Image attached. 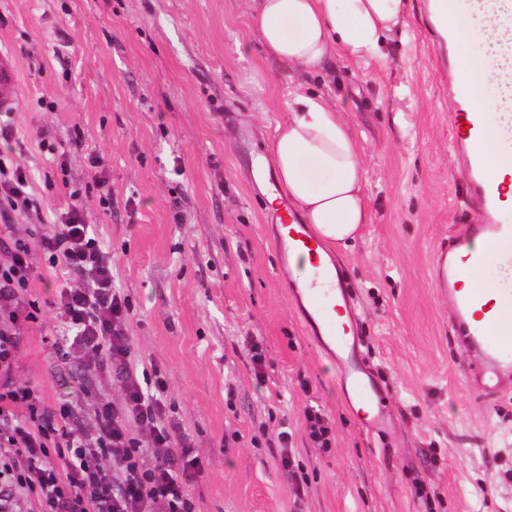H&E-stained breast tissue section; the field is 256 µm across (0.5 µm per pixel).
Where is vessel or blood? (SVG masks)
Returning a JSON list of instances; mask_svg holds the SVG:
<instances>
[{"label":"vessel or blood","instance_id":"obj_1","mask_svg":"<svg viewBox=\"0 0 512 512\" xmlns=\"http://www.w3.org/2000/svg\"><path fill=\"white\" fill-rule=\"evenodd\" d=\"M505 57H512V9L501 6L495 17ZM487 62L448 57V75L460 84L484 79ZM21 93L19 67L15 55L0 47V112L17 109ZM454 147L464 170L470 200L478 210V223L464 225L460 234L450 237L436 252L435 272L438 288L447 293L451 304V323L460 346L472 358L469 384L480 396H496L506 378L512 377V315L493 308L485 300L480 275L487 262L485 252L462 251L463 241H480L493 245L512 238V224L504 223L506 186L487 170L479 143L488 138L481 112L469 102H460L448 115ZM283 260L304 255L311 271L295 283L294 295L301 307L313 338L321 352L336 361L339 381L349 401L371 408L365 425L383 430L387 425L381 398L357 357V345L351 315L353 309L342 272L331 263L329 254L315 241L309 228L294 215H287L279 230ZM472 279L463 287L461 273Z\"/></svg>","mask_w":512,"mask_h":512}]
</instances>
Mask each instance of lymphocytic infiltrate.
Returning a JSON list of instances; mask_svg holds the SVG:
<instances>
[{"instance_id":"obj_1","label":"lymphocytic infiltrate","mask_w":512,"mask_h":512,"mask_svg":"<svg viewBox=\"0 0 512 512\" xmlns=\"http://www.w3.org/2000/svg\"><path fill=\"white\" fill-rule=\"evenodd\" d=\"M29 184L26 168L0 152V512H200L190 485L206 461L171 416L163 374L132 360L134 308L113 283L110 252L78 203L47 231L15 224L35 206ZM39 255L72 274L52 303L58 360L121 385V400L96 398L86 424L75 418L89 394L82 379L52 405L15 376L22 329L41 313L29 297Z\"/></svg>"}]
</instances>
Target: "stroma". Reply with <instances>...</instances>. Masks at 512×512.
<instances>
[{"label": "stroma", "instance_id": "stroma-1", "mask_svg": "<svg viewBox=\"0 0 512 512\" xmlns=\"http://www.w3.org/2000/svg\"><path fill=\"white\" fill-rule=\"evenodd\" d=\"M429 4L408 0L406 37L388 42L385 62L336 53L309 72L266 55L249 0H0V45L22 79L16 136L0 149L26 166L37 206L15 221L54 223L80 199L135 309L136 361L162 371L206 459L191 485L201 512H512V379L495 400L469 387L434 274L441 242L479 218L452 153L447 56L486 48L447 47ZM296 89L330 100L362 148L369 221L330 252L390 416L378 435L292 295L264 195L275 175L253 172ZM77 127L85 145L59 170L40 138L64 145ZM93 150L108 207L88 186ZM57 334L44 314L18 356V378L49 402L65 392L50 374ZM252 340L266 350L260 378ZM311 406L332 429L329 451L308 435ZM283 426L307 480L298 505L270 448Z\"/></svg>", "mask_w": 512, "mask_h": 512}]
</instances>
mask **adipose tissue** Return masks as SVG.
<instances>
[{
    "mask_svg": "<svg viewBox=\"0 0 512 512\" xmlns=\"http://www.w3.org/2000/svg\"><path fill=\"white\" fill-rule=\"evenodd\" d=\"M405 8L406 0H251L250 18L271 59L313 70L333 49L364 62L383 61L388 40L401 31ZM454 92L468 96L485 115L491 138L481 150L491 172L512 176V149L493 141L505 111L502 100L483 99L470 85ZM288 112L259 159L276 178L269 206L287 198L323 245L353 237L368 220L366 170L356 136L323 96L293 94Z\"/></svg>",
    "mask_w": 512,
    "mask_h": 512,
    "instance_id": "ef3b65f1",
    "label": "adipose tissue"
}]
</instances>
